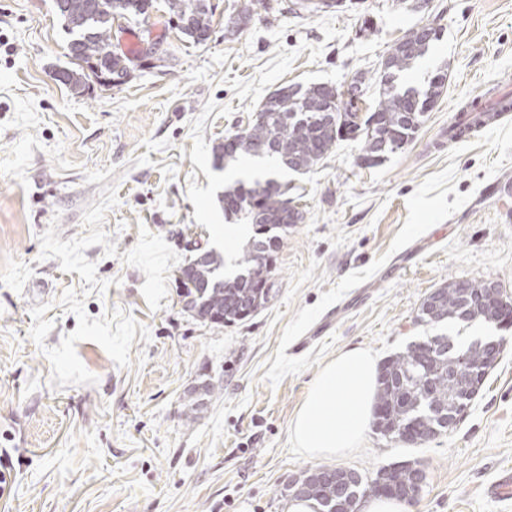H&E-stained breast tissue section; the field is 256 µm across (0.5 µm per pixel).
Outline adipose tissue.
<instances>
[{"label": "adipose tissue", "mask_w": 512, "mask_h": 512, "mask_svg": "<svg viewBox=\"0 0 512 512\" xmlns=\"http://www.w3.org/2000/svg\"><path fill=\"white\" fill-rule=\"evenodd\" d=\"M377 365L366 349L339 352L319 371L289 426L311 459L335 463L358 451L372 420Z\"/></svg>", "instance_id": "adipose-tissue-1"}]
</instances>
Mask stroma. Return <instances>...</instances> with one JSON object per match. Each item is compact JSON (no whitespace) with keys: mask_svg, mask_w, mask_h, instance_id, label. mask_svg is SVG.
Instances as JSON below:
<instances>
[{"mask_svg":"<svg viewBox=\"0 0 512 512\" xmlns=\"http://www.w3.org/2000/svg\"><path fill=\"white\" fill-rule=\"evenodd\" d=\"M252 21L227 22L243 2ZM202 45L164 27L168 57L135 61L121 88L73 95L52 0H0V512H285L288 481L317 462L289 424L322 366L360 346L378 360L426 336L423 299L448 280L493 281L512 297V116L455 143L465 100L512 92V0H211ZM441 38L404 86L448 72L414 139L374 166L341 142L314 171L213 165L212 147L286 84L373 80L418 25ZM303 187L305 220L275 255L270 302L216 326L183 308L176 269L224 249L221 197L256 171ZM501 360L451 431L409 446L368 431L345 468L375 476L419 461L404 512H512L485 486L512 468V330ZM221 386L194 422L195 385Z\"/></svg>","mask_w":512,"mask_h":512,"instance_id":"stroma-1","label":"stroma"}]
</instances>
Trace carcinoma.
<instances>
[{
  "instance_id": "1",
  "label": "carcinoma",
  "mask_w": 512,
  "mask_h": 512,
  "mask_svg": "<svg viewBox=\"0 0 512 512\" xmlns=\"http://www.w3.org/2000/svg\"><path fill=\"white\" fill-rule=\"evenodd\" d=\"M170 17L167 27H174L196 44L207 42L211 35L212 8L209 0H164ZM56 15L68 36L67 56L72 67L56 71L58 81L76 95H82L90 83L101 76L109 79L108 87L125 84L130 77L133 59L112 50V30L116 21L147 20L157 0H53ZM439 29L404 50V39L397 40L388 51L386 69L378 78V98L374 106L361 111L350 99L341 102L333 86L312 83L306 86L285 85L269 93L260 103L247 127L224 136L214 147L216 163L234 161L242 156L254 159L275 158L289 171L305 175L313 171L337 144L355 139L362 142L361 163L374 165L387 154L395 153L413 140L425 114L432 111L442 94L447 72L440 70L428 77L422 89L400 91L394 82L413 63L423 57ZM294 190L288 181L258 176L246 184L241 180L224 191V214L233 216L250 228V245L230 265L224 256L208 250L188 261L193 287L184 293L185 305L197 314L219 317L217 326L240 322L238 314L245 308L262 307L267 299L258 294V259L262 254L274 256L281 237L272 233L280 224H300L303 211L289 209ZM450 280L421 304L419 319L434 324L482 323L483 316L467 315L469 305L464 290H484L488 298H512L502 288H488L484 281ZM456 348L470 352L469 361L483 367L482 356L470 350L471 343L459 337L433 336L410 345L406 351L385 359L379 369L375 406L387 413L374 419L382 435L391 433L395 421H416L418 440L425 444L446 431L448 408L464 402L462 380L453 373L448 360V339ZM420 470L415 462H398L381 468L373 480L359 472L343 482L327 474L325 467L308 470L299 484L305 490L299 499L316 504V512H338L337 506L350 504L355 498L374 490L384 480L402 486L412 484Z\"/></svg>"
}]
</instances>
